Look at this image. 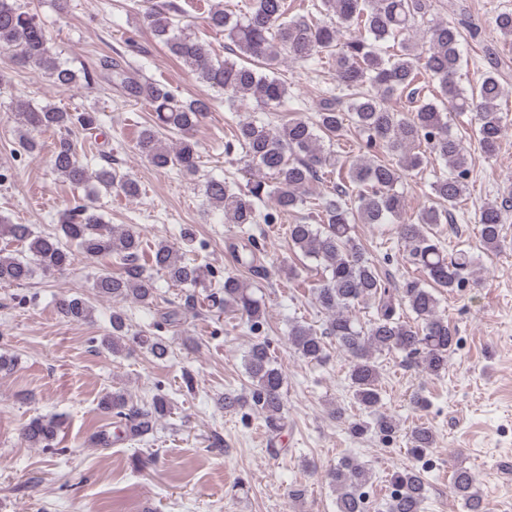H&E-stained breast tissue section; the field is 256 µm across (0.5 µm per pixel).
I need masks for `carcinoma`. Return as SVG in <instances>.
I'll return each instance as SVG.
<instances>
[{"label":"carcinoma","instance_id":"obj_1","mask_svg":"<svg viewBox=\"0 0 512 512\" xmlns=\"http://www.w3.org/2000/svg\"><path fill=\"white\" fill-rule=\"evenodd\" d=\"M431 0H316L314 11L298 17L287 16L286 0H238L234 9L218 0L209 12L211 28L224 32L236 47L237 58L218 60L210 45L191 35L175 32L177 9L160 5L146 10L144 21L158 38L200 82L224 93V108L237 112L252 101L263 112H285L288 85L275 75L281 55L300 63L323 64L328 59L335 71L336 87L342 94H324L317 104L316 119L291 116L273 128L264 120L249 119L236 125L234 145L256 175L246 185L211 179L205 196L211 206L224 212L227 224H274L282 213L309 207L319 223L288 226L294 251L323 265L321 278L312 288L315 305L325 314L324 327L295 322L288 341L305 360L320 364L328 357L326 339L350 359L349 387L355 402L372 416V422L353 421L349 432L364 435L370 431L389 437L397 429L396 420L381 410L380 373L377 356L403 352L418 360L423 370L438 376L448 369V356L457 345L455 332L438 312L443 292L453 294L467 287L463 272L474 259L464 248L447 252L438 227L448 223L469 187L471 169L467 151L452 133L448 115L472 113L478 145L487 157L499 150L507 117L498 107L502 87L495 74L494 53H488V70L479 86L461 88L457 77L463 58L462 31L448 24L430 26L422 40L415 39L416 24L429 13ZM392 43V51L383 44ZM0 49L14 50L20 60L43 69L57 87L79 81L94 84L95 72L80 73L62 64L47 46L44 28L17 0H0ZM102 68L125 95L144 100L155 120L138 134L137 152L160 169L175 167L196 174L199 162L197 142L189 133L210 112L203 98L183 99L165 85L140 80L118 61L105 60ZM406 96L410 106L401 113L387 101ZM16 120L22 128L20 143L31 153L41 150L32 133L56 129L62 135L55 142L51 165L55 172L74 185L91 180L106 191L112 189L128 197L139 195L138 183L109 170L91 174L65 135L74 126L90 130L97 124L93 109L67 111L52 104L35 106L21 101ZM359 135L360 149L367 155L378 152L387 159H359L350 167L336 163L324 150L323 142H333L349 132ZM177 134L176 143L167 135ZM424 148L448 167L446 175L431 183L432 204L414 221L398 225L416 274L390 283L368 256L356 236L357 224H384L398 221L405 212V199L398 187L407 172L421 167ZM336 177L332 192L315 196L313 185L320 175ZM512 201V188L505 202H485L477 210V223L483 247L499 248L502 227L508 219L506 203ZM59 235H38L27 224H13L0 217V234L22 243L24 254L0 255V282L20 284L30 279L34 267L45 272L70 265L76 254L87 257L114 256L130 265L139 259L140 235L105 223L89 204L65 209L60 216ZM149 268L169 281L192 288H208V267L184 260L166 241H159L149 258ZM92 289L98 300L119 304L134 301L151 304L157 298L152 274L140 267L114 275L108 269L95 278ZM218 308L236 312L256 331L265 319V305L239 278L224 277V287L209 294ZM372 303L374 311L362 324L352 315L360 303ZM94 306L83 297L60 303V313L73 322L92 318ZM112 332L102 345L120 354L136 344L156 359L169 355L168 341L158 336H131L122 309L112 310ZM245 369L251 381L252 405L263 415L266 428L276 433L284 423L282 391L285 376L272 359L264 341L254 342L246 357ZM101 408L120 418L123 434L105 429L96 437L103 445L122 436L140 440L153 432L155 424L171 413L169 399L157 394L147 407L133 404L123 390L107 392ZM60 421L41 416L29 422L22 432L33 448L54 446ZM434 445L431 428L420 425L410 435V448L418 458L427 456ZM336 487L337 512H366L365 489L370 471L354 458H346L328 473ZM397 487L386 504L387 512H421L425 500L423 473L414 467L392 474ZM451 489L460 497L467 512H483V498L475 488L472 473L457 468Z\"/></svg>","mask_w":512,"mask_h":512}]
</instances>
